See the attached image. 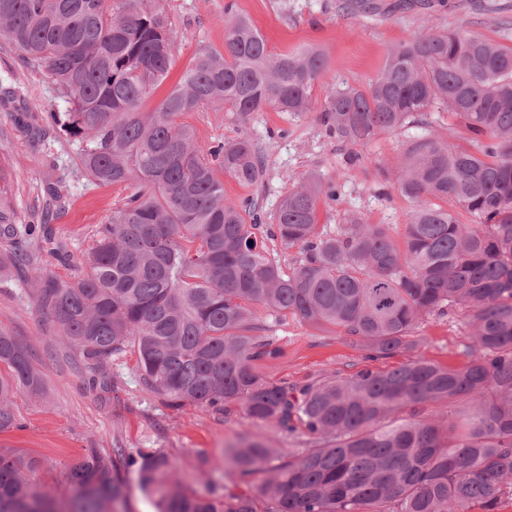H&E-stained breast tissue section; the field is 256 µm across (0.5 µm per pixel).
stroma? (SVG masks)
<instances>
[{
    "label": "stroma",
    "mask_w": 512,
    "mask_h": 512,
    "mask_svg": "<svg viewBox=\"0 0 512 512\" xmlns=\"http://www.w3.org/2000/svg\"><path fill=\"white\" fill-rule=\"evenodd\" d=\"M234 2L247 14L274 53L304 48L323 50L329 69L312 91L316 109L322 108L334 84L362 86L382 68L390 50L419 26L435 31L463 30L512 48V0H492L494 11L481 0H430L421 8L389 11L391 0H376L374 16L350 18L342 0H164L175 36L171 78H178L202 49L224 47V6ZM65 103L39 72L29 68L20 51L0 45V174L21 224L41 223L46 209L42 184L51 175L65 177L69 197L54 225L72 253L64 265L43 256L47 269L71 278L81 269L91 244L90 231L101 223L123 187L85 188L74 150L62 140H37L32 129L45 113L65 111ZM314 113L295 118L266 110L239 120L221 108L187 115L202 146L242 136L250 138L265 158V173L251 187L224 177V195L241 204L252 201L260 216L274 212L282 197L308 175L337 185L338 200L320 204L319 221L328 228L342 223L345 212L363 214L369 223L386 224L401 238L408 222L409 202L395 183L378 180V168H394L411 137L409 130L380 133L359 149L330 136ZM32 346L35 363L47 377V397L15 399L17 427L0 432V448H15L43 459L37 481L65 489V467L89 448H154L166 454L183 483L198 488L201 468L223 470L224 450L250 438L277 450L280 456L306 447L302 435L288 436L269 425L250 421L238 406L215 412L187 405L170 408L146 392L139 380L136 358L124 353L113 359L111 390L86 388L87 365L79 350L53 335L49 319L36 311L29 282L17 271L0 276V329ZM468 328L463 317H431L412 332L414 354L443 365L466 362ZM280 352L258 361L268 378L304 382L336 371L362 367L358 350L339 329H318L286 318L269 330Z\"/></svg>",
    "instance_id": "obj_1"
}]
</instances>
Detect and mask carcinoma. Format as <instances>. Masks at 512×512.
<instances>
[{"label":"carcinoma","mask_w":512,"mask_h":512,"mask_svg":"<svg viewBox=\"0 0 512 512\" xmlns=\"http://www.w3.org/2000/svg\"><path fill=\"white\" fill-rule=\"evenodd\" d=\"M163 0H0V39L23 54L66 104L45 128L74 146L82 177L130 193L92 229L87 267L68 281L40 265L41 244L68 257L42 224L31 247L0 260L28 272L36 309L79 349L101 389L112 357L135 352L145 390L308 436L283 458L246 440L224 468L261 481L234 493L202 472L184 486L167 456L149 448H88L66 467L70 494L32 480L40 458L0 448V512H129L133 489L157 512H500L512 504V49L463 31L426 26L394 47L363 87L328 89L317 116L336 139L364 146L382 132L428 124L443 106L465 148L414 137L394 176L410 202L403 240L386 224L349 214L331 230L319 203L333 198L310 176L261 223L224 197L217 170L242 186L263 175L247 137L202 147L189 112L221 105L245 120L271 108L302 116L328 68L319 50L274 54L245 14L224 8V50H203L158 105L145 100L168 78L174 36ZM451 201L475 218L463 224ZM15 210L0 187L3 235ZM297 249L282 262L266 240ZM462 311L460 366L420 357L294 384L261 374L274 358L265 322L290 315L346 334L365 362L415 347L430 316ZM33 348L0 330V432L16 425L14 398L43 397Z\"/></svg>","instance_id":"1"}]
</instances>
